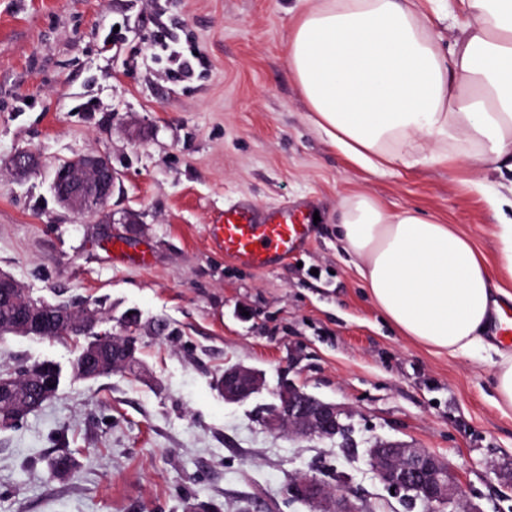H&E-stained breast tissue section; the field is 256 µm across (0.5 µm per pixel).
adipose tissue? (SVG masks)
<instances>
[{
	"instance_id": "1",
	"label": "adipose tissue",
	"mask_w": 512,
	"mask_h": 512,
	"mask_svg": "<svg viewBox=\"0 0 512 512\" xmlns=\"http://www.w3.org/2000/svg\"><path fill=\"white\" fill-rule=\"evenodd\" d=\"M460 2L473 21L450 60L413 0H315L299 12L288 74L334 148L373 172L512 160V0ZM338 233L383 316L436 351L494 356L495 401L512 410V352L483 337L503 287L472 242L362 193L343 198Z\"/></svg>"
}]
</instances>
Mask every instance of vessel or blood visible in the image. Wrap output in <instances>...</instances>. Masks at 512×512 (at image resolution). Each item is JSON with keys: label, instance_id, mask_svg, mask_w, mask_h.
<instances>
[{"label": "vessel or blood", "instance_id": "vessel-or-blood-1", "mask_svg": "<svg viewBox=\"0 0 512 512\" xmlns=\"http://www.w3.org/2000/svg\"><path fill=\"white\" fill-rule=\"evenodd\" d=\"M212 247L238 264L267 270L306 246L311 210L305 204L258 207L248 201L229 204L207 226Z\"/></svg>", "mask_w": 512, "mask_h": 512}]
</instances>
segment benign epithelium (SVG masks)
<instances>
[{
  "label": "benign epithelium",
  "instance_id": "7a95c632",
  "mask_svg": "<svg viewBox=\"0 0 512 512\" xmlns=\"http://www.w3.org/2000/svg\"><path fill=\"white\" fill-rule=\"evenodd\" d=\"M115 174L112 166L101 164L100 157L87 154L58 167L52 189L59 203L80 213H101L112 196ZM19 283L0 272V298L14 300ZM102 313L84 303L55 306L32 302L6 319L10 332L21 336H40L46 326H54L58 335L80 333L87 338L71 369L78 378H100L128 368L135 358L137 332L141 315L128 311L123 318V335L101 330ZM61 368L37 362L21 379L0 373V428H6L19 416L27 415L52 397L59 388ZM266 386L262 372L243 365L224 371L221 394L226 402H241ZM278 405L262 423L271 430L285 428L299 437L333 439L348 435L345 410L334 402L314 399L296 384L283 381L275 389ZM370 459L380 481L394 493L412 503H420L425 512H474L467 507L461 488L453 481L447 461L423 448L390 442L382 448L376 443L369 449ZM292 497L313 505L312 512H358L343 492L332 491L314 478H303L289 487Z\"/></svg>",
  "mask_w": 512,
  "mask_h": 512
}]
</instances>
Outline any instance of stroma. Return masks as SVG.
Segmentation results:
<instances>
[{"mask_svg": "<svg viewBox=\"0 0 512 512\" xmlns=\"http://www.w3.org/2000/svg\"><path fill=\"white\" fill-rule=\"evenodd\" d=\"M427 13L450 55L472 17ZM300 0H0V271L33 296L86 300L120 332L138 310L140 365L75 380L76 344L11 336L0 367L24 359L62 368L56 394L0 428V512H310L288 484L315 478L359 512H422L392 496L368 449L404 442L446 459L479 512H512V411L492 400L482 351L437 353L385 321L343 250L342 197L364 192L466 235L500 265L499 219L486 194L512 197L507 164L372 172L330 146L288 76ZM30 151L35 170L12 158ZM89 152L117 174L108 224L56 200L63 161ZM308 202L309 247L258 271L213 250L211 216L235 201ZM123 237L151 264L112 261ZM163 333L152 330L154 323ZM261 370V393L228 403L224 369ZM340 404L351 443L296 439L259 419L281 380ZM73 460L57 476L52 460Z\"/></svg>", "mask_w": 512, "mask_h": 512, "instance_id": "1", "label": "stroma"}]
</instances>
